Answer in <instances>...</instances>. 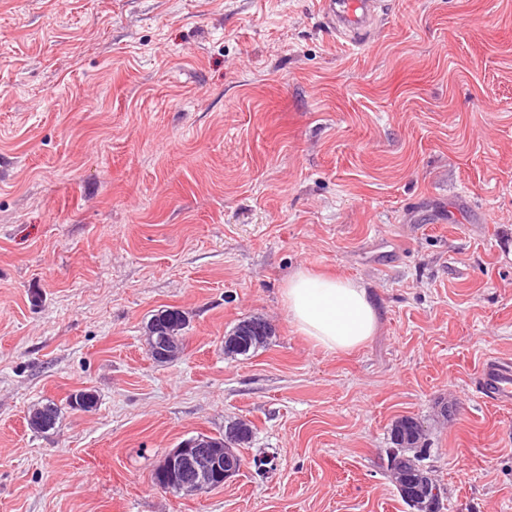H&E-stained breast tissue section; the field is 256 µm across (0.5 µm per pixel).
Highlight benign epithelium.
<instances>
[{
	"instance_id": "obj_1",
	"label": "benign epithelium",
	"mask_w": 512,
	"mask_h": 512,
	"mask_svg": "<svg viewBox=\"0 0 512 512\" xmlns=\"http://www.w3.org/2000/svg\"><path fill=\"white\" fill-rule=\"evenodd\" d=\"M145 346L149 356L158 363L171 361L180 354V348L166 336L163 322L148 328ZM210 444L208 436L198 435L170 450L155 468V473H176L181 479L172 484H158L156 488L169 494L202 495L223 487L243 471L245 459L230 448L220 451ZM394 473L400 496L411 504L414 512H436L440 496L430 474L408 467L406 457L395 459Z\"/></svg>"
}]
</instances>
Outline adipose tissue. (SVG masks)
Instances as JSON below:
<instances>
[{"label": "adipose tissue", "instance_id": "ef3b65f1", "mask_svg": "<svg viewBox=\"0 0 512 512\" xmlns=\"http://www.w3.org/2000/svg\"><path fill=\"white\" fill-rule=\"evenodd\" d=\"M282 299L297 331L330 352L359 348L377 330V307L367 288L352 279L301 268L286 281Z\"/></svg>", "mask_w": 512, "mask_h": 512}]
</instances>
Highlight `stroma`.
Returning <instances> with one entry per match:
<instances>
[{
    "instance_id": "35a3bbf8",
    "label": "stroma",
    "mask_w": 512,
    "mask_h": 512,
    "mask_svg": "<svg viewBox=\"0 0 512 512\" xmlns=\"http://www.w3.org/2000/svg\"><path fill=\"white\" fill-rule=\"evenodd\" d=\"M384 2L357 51L316 0H0V512H410L402 416L440 512H512V407L474 387L512 359V0ZM301 268L370 288L376 335L301 336ZM252 317L267 345L227 358ZM239 419L274 470L151 485ZM165 323H155L148 328L145 346L149 356L158 363H166L178 357L181 349L171 343L165 333ZM415 420L418 426L416 425L413 417L406 416L397 421L395 426L391 429L392 443L395 445L396 450H399V448H407L404 447L402 441L399 440L403 432L409 435H415V432H418L416 427L421 431H424L422 422L418 418ZM422 436L423 434L421 433H419V435H415L416 445L415 447L410 448V450L413 449L414 451V455L412 457L417 470L407 467L409 464V458L403 457L395 459L394 473L397 478L400 496L411 504L414 511L434 512L438 510L437 501L440 500V496L438 494V490L433 485L434 478L429 473L421 471L427 470L421 464V454L427 449L422 441ZM404 503L408 506L405 501Z\"/></svg>"
}]
</instances>
